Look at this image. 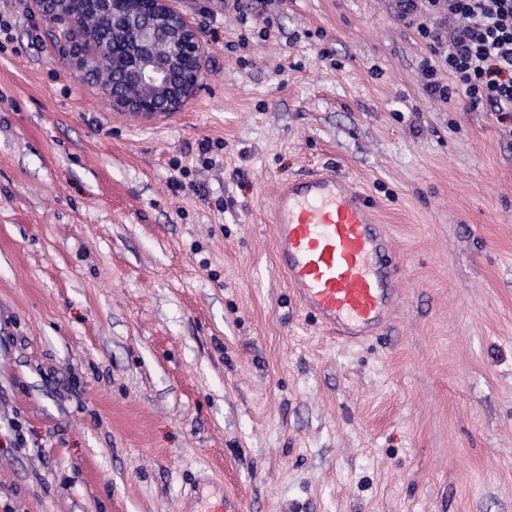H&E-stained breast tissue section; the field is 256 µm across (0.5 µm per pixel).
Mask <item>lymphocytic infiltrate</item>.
Listing matches in <instances>:
<instances>
[{"label": "lymphocytic infiltrate", "instance_id": "f902f5d3", "mask_svg": "<svg viewBox=\"0 0 512 512\" xmlns=\"http://www.w3.org/2000/svg\"><path fill=\"white\" fill-rule=\"evenodd\" d=\"M399 19L418 20L433 43L437 65L425 68V91L457 93L471 107L512 112V0H396ZM446 67L450 83L437 78Z\"/></svg>", "mask_w": 512, "mask_h": 512}]
</instances>
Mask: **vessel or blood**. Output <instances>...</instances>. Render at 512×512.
<instances>
[{
  "instance_id": "1",
  "label": "vessel or blood",
  "mask_w": 512,
  "mask_h": 512,
  "mask_svg": "<svg viewBox=\"0 0 512 512\" xmlns=\"http://www.w3.org/2000/svg\"><path fill=\"white\" fill-rule=\"evenodd\" d=\"M275 257L300 306L345 339L374 335L399 301L393 245L372 204L331 168L271 199Z\"/></svg>"
}]
</instances>
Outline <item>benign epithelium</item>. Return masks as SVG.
<instances>
[{"instance_id": "obj_1", "label": "benign epithelium", "mask_w": 512, "mask_h": 512, "mask_svg": "<svg viewBox=\"0 0 512 512\" xmlns=\"http://www.w3.org/2000/svg\"><path fill=\"white\" fill-rule=\"evenodd\" d=\"M39 10L70 43L77 71L95 82L114 107L130 112H175L197 89L203 47L197 28L167 0H38ZM100 3L99 38L84 4Z\"/></svg>"}]
</instances>
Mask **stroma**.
<instances>
[{
  "mask_svg": "<svg viewBox=\"0 0 512 512\" xmlns=\"http://www.w3.org/2000/svg\"><path fill=\"white\" fill-rule=\"evenodd\" d=\"M169 5L199 88L140 121L0 0V512H512V130L427 96L396 0ZM322 166L395 250L359 340L275 263L266 202Z\"/></svg>",
  "mask_w": 512,
  "mask_h": 512,
  "instance_id": "stroma-1",
  "label": "stroma"
}]
</instances>
